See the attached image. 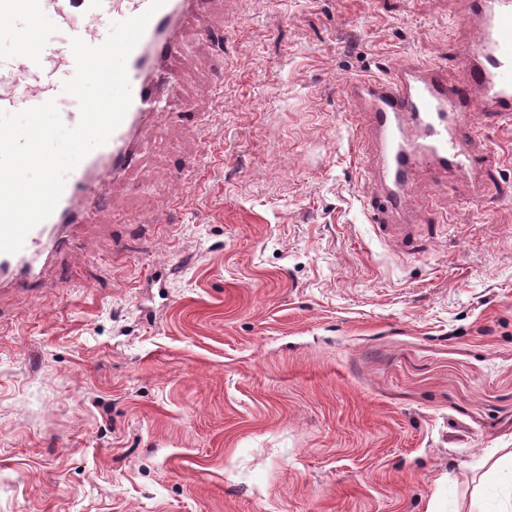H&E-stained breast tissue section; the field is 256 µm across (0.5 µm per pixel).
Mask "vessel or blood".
Wrapping results in <instances>:
<instances>
[{
  "mask_svg": "<svg viewBox=\"0 0 512 512\" xmlns=\"http://www.w3.org/2000/svg\"><path fill=\"white\" fill-rule=\"evenodd\" d=\"M207 2L166 0L153 15L126 61L132 101L122 123L67 175L55 210L29 232L22 250L0 252V293L41 285L46 267L78 243L81 228L100 212L106 186L136 167L140 134L158 115L175 109L183 120L195 121L193 104L172 105L165 90L174 79L169 62L183 50L186 21H196L200 39H214ZM467 2L464 21L476 27L480 37L465 62L463 82L449 84L439 65L417 64L348 86L372 145L369 163L378 188L367 209L378 226L406 214L417 177L436 182L450 171L482 170L485 160L474 147L479 134L466 122L468 113L512 114V0ZM148 6L149 0H0V19H22L28 32L51 13L73 36L98 46L103 36L77 27V19L98 24L122 21ZM75 69L67 45L40 48L18 59L0 57V110L57 99L60 86Z\"/></svg>",
  "mask_w": 512,
  "mask_h": 512,
  "instance_id": "obj_1",
  "label": "vessel or blood"
}]
</instances>
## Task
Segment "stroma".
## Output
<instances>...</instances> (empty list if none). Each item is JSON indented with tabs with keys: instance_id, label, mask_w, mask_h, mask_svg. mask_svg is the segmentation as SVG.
Wrapping results in <instances>:
<instances>
[{
	"instance_id": "1",
	"label": "stroma",
	"mask_w": 512,
	"mask_h": 512,
	"mask_svg": "<svg viewBox=\"0 0 512 512\" xmlns=\"http://www.w3.org/2000/svg\"><path fill=\"white\" fill-rule=\"evenodd\" d=\"M465 0H211L164 114L79 249L0 297V512H496L512 474V121L481 192L378 229L346 92L462 80ZM35 43L0 25V56ZM190 185L171 172L186 159ZM417 246L406 251L405 238Z\"/></svg>"
}]
</instances>
